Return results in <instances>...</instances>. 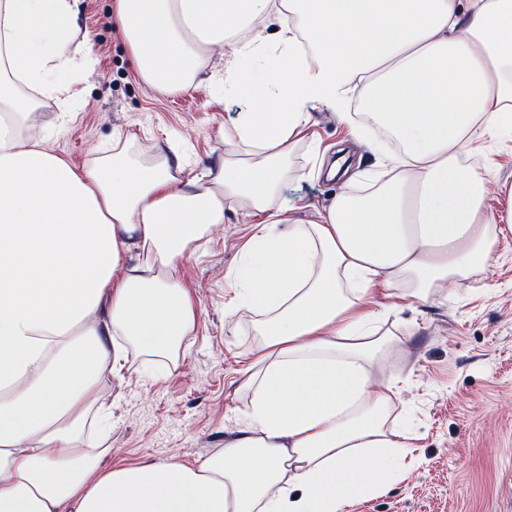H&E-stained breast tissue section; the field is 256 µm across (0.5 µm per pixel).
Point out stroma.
Wrapping results in <instances>:
<instances>
[{"label":"stroma","instance_id":"obj_1","mask_svg":"<svg viewBox=\"0 0 512 512\" xmlns=\"http://www.w3.org/2000/svg\"><path fill=\"white\" fill-rule=\"evenodd\" d=\"M111 0H76V39L91 37L92 62L61 75L79 94L40 98L31 116L47 148L77 165L111 156L118 137L132 133L127 150L142 163L164 151L181 177L197 174L221 148L218 128L244 109L209 84L164 95L131 67L126 43L110 22ZM469 163L488 167L487 188L512 186V135L487 139ZM344 181H289L283 196L306 204V218L345 191ZM242 216L227 214L211 241L183 262L200 314L194 336L160 365L131 357L121 377L105 388L112 400L109 454L104 465L212 455L241 425L248 404L238 386L258 338L252 317L228 316L229 274L252 234ZM399 336L407 349L387 356L385 370L401 381L403 412L417 436L412 465L386 491L359 501L350 512H512V227L495 245L487 281L460 280L444 303L402 313Z\"/></svg>","mask_w":512,"mask_h":512}]
</instances>
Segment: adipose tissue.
<instances>
[{"label": "adipose tissue", "instance_id": "ef3b65f1", "mask_svg": "<svg viewBox=\"0 0 512 512\" xmlns=\"http://www.w3.org/2000/svg\"><path fill=\"white\" fill-rule=\"evenodd\" d=\"M112 24L146 83L206 79L251 106L189 179L122 147L76 166L27 124L91 44L74 43L70 0H0V512H348L403 478L414 446L380 373L406 346L388 322L486 278L512 223V188L491 205L465 162L512 127V0H113ZM356 97L401 150L376 141L378 169L320 170L312 113L361 140ZM302 145L307 170L291 165ZM323 172L373 190L304 220L282 191ZM230 212L256 227L224 306L259 338L243 422L202 460L103 467L81 444L111 412L104 380L194 332L178 267Z\"/></svg>", "mask_w": 512, "mask_h": 512}]
</instances>
